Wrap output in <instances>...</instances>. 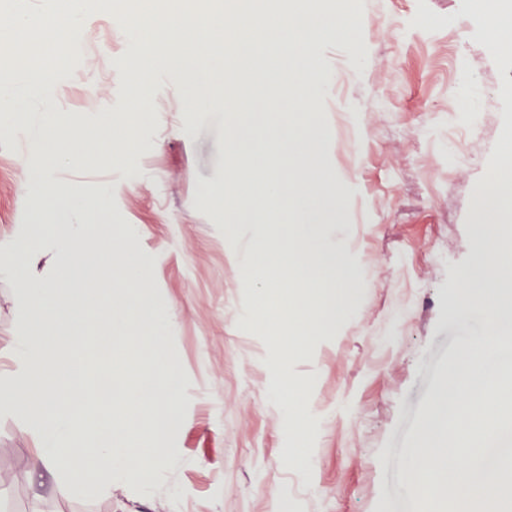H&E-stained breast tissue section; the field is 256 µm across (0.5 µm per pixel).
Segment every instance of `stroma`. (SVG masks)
I'll use <instances>...</instances> for the list:
<instances>
[{
    "label": "stroma",
    "mask_w": 512,
    "mask_h": 512,
    "mask_svg": "<svg viewBox=\"0 0 512 512\" xmlns=\"http://www.w3.org/2000/svg\"><path fill=\"white\" fill-rule=\"evenodd\" d=\"M88 17L83 65H68L79 111L126 110L131 53L121 26L127 0H78ZM471 0H360L361 40L325 47L329 159L347 170L344 218L366 265V284L339 334L296 360L311 376L320 418L309 469L291 452L271 402L276 351L244 310L254 296L225 257V224L200 199L224 175V115L190 114L177 70L155 80L152 126L132 156L137 180L99 164L61 169L82 193L118 182L111 219L133 229L176 324L171 340L184 375L183 425L162 441L174 462L153 489L118 479L81 494L31 467L34 429L0 412V512H396L387 498L393 455L409 422L438 399L451 368L470 358L471 326L452 305L479 264L473 243L477 186L489 185L512 131V55L491 52L488 19L512 20V0L475 13ZM473 80L461 107L462 76ZM478 124H469L470 115ZM27 142L0 128V240L29 220L21 166Z\"/></svg>",
    "instance_id": "35a3bbf8"
}]
</instances>
